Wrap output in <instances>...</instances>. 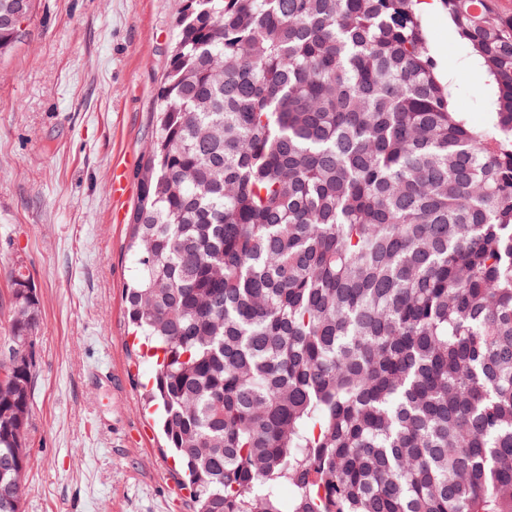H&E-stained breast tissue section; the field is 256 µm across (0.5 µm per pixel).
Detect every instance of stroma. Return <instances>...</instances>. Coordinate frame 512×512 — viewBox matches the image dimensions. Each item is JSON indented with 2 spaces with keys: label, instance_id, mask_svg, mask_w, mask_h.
I'll return each instance as SVG.
<instances>
[{
  "label": "stroma",
  "instance_id": "35a3bbf8",
  "mask_svg": "<svg viewBox=\"0 0 512 512\" xmlns=\"http://www.w3.org/2000/svg\"><path fill=\"white\" fill-rule=\"evenodd\" d=\"M179 0H35L0 57V345L11 288L29 276L38 327L22 512H192L164 438L141 408L152 368L128 331L134 173L155 130L156 93ZM426 34L486 120L484 81L444 7ZM123 169L129 193L114 202Z\"/></svg>",
  "mask_w": 512,
  "mask_h": 512
}]
</instances>
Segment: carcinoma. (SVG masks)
<instances>
[{"instance_id": "cac0c4a2", "label": "carcinoma", "mask_w": 512, "mask_h": 512, "mask_svg": "<svg viewBox=\"0 0 512 512\" xmlns=\"http://www.w3.org/2000/svg\"><path fill=\"white\" fill-rule=\"evenodd\" d=\"M440 2L481 127L422 0H182L125 299L194 512H512V16ZM32 388L0 378V512ZM436 1V0H434ZM437 8L425 14L426 34L434 52L440 56L445 71L457 84L455 106L465 112L470 121L481 125L486 121L487 108L483 95V74L474 68L463 47L448 26V13L439 1Z\"/></svg>"}]
</instances>
